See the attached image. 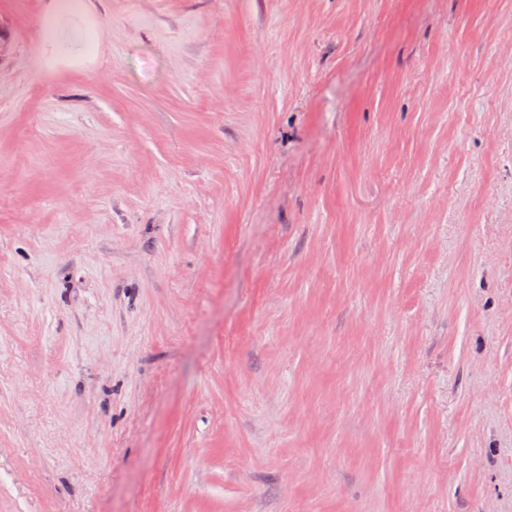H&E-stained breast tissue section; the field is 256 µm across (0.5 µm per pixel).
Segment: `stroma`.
Listing matches in <instances>:
<instances>
[{
	"label": "stroma",
	"mask_w": 512,
	"mask_h": 512,
	"mask_svg": "<svg viewBox=\"0 0 512 512\" xmlns=\"http://www.w3.org/2000/svg\"><path fill=\"white\" fill-rule=\"evenodd\" d=\"M0 0V512H512V0Z\"/></svg>",
	"instance_id": "obj_1"
}]
</instances>
